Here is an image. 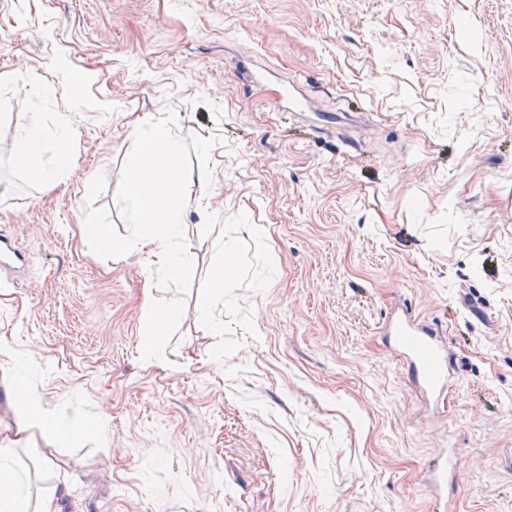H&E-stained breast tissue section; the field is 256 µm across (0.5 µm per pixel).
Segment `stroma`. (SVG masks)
Instances as JSON below:
<instances>
[{"label": "stroma", "instance_id": "1", "mask_svg": "<svg viewBox=\"0 0 512 512\" xmlns=\"http://www.w3.org/2000/svg\"><path fill=\"white\" fill-rule=\"evenodd\" d=\"M168 107L220 142L148 364V256L100 257L80 227L101 174L93 204L128 234L134 126ZM62 120L68 168L12 166L20 128ZM0 234L23 255L0 337L70 424L27 430L14 467L61 512H437L451 448L453 512H512V0H0ZM225 239L219 336L196 314ZM404 308L452 357L440 404L385 337ZM236 246L232 241H225L212 268V280L219 289L224 281L231 280L235 274ZM234 261V264L232 262ZM461 467L460 455L457 449L448 451V455L439 461L431 470V483L435 488L448 485V472L456 474Z\"/></svg>", "mask_w": 512, "mask_h": 512}]
</instances>
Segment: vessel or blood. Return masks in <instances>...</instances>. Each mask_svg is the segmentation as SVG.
Wrapping results in <instances>:
<instances>
[{
    "label": "vessel or blood",
    "instance_id": "1",
    "mask_svg": "<svg viewBox=\"0 0 512 512\" xmlns=\"http://www.w3.org/2000/svg\"><path fill=\"white\" fill-rule=\"evenodd\" d=\"M388 334L402 356L412 382L431 400H440L448 384V363L435 331L417 323L414 316L403 311L392 316ZM460 467L458 450H450L431 470L433 487L447 486L449 474L459 472Z\"/></svg>",
    "mask_w": 512,
    "mask_h": 512
}]
</instances>
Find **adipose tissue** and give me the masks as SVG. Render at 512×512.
Listing matches in <instances>:
<instances>
[{
	"label": "adipose tissue",
	"instance_id": "adipose-tissue-1",
	"mask_svg": "<svg viewBox=\"0 0 512 512\" xmlns=\"http://www.w3.org/2000/svg\"><path fill=\"white\" fill-rule=\"evenodd\" d=\"M68 130L65 126L49 127L39 123L22 128L12 155V162L18 169L31 172L40 180H47L48 171L43 162L46 151H53L57 166H65L68 153ZM0 356L5 357L6 366L0 375L10 380L6 398L10 403L22 405L26 415L20 430L39 426L45 432L54 434L63 428L59 418L42 409L38 399L29 393L23 375L16 367L18 359L6 340L0 339ZM0 512H57L54 495L33 496L26 476L14 469L9 446L0 447Z\"/></svg>",
	"mask_w": 512,
	"mask_h": 512
}]
</instances>
